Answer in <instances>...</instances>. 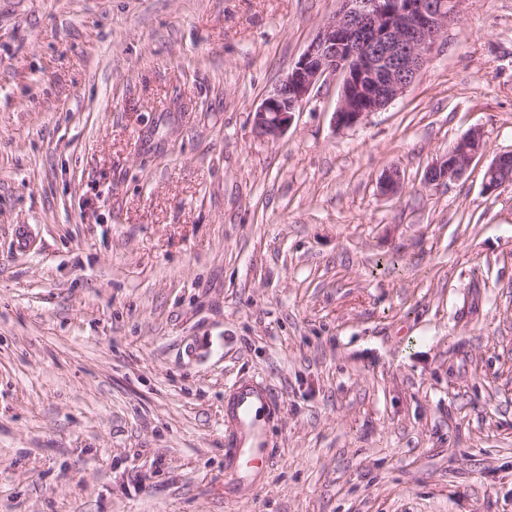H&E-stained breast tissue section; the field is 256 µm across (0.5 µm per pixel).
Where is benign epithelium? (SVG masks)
I'll use <instances>...</instances> for the list:
<instances>
[{"label":"benign epithelium","instance_id":"1","mask_svg":"<svg viewBox=\"0 0 512 512\" xmlns=\"http://www.w3.org/2000/svg\"><path fill=\"white\" fill-rule=\"evenodd\" d=\"M338 2L339 9L252 112L259 136L271 141L284 136L295 112L319 83L331 77L340 83L334 126L341 130L361 124L407 92L448 26L459 19V0ZM485 152L482 134L475 129L425 169L423 183L455 182ZM511 166L512 152L495 156L484 173V192L492 194L511 185L512 177L507 175ZM402 184L401 173L393 169L383 175L379 187L382 194L393 196Z\"/></svg>","mask_w":512,"mask_h":512}]
</instances>
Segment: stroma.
I'll list each match as a JSON object with an SVG mask.
<instances>
[{
    "label": "stroma",
    "instance_id": "obj_1",
    "mask_svg": "<svg viewBox=\"0 0 512 512\" xmlns=\"http://www.w3.org/2000/svg\"><path fill=\"white\" fill-rule=\"evenodd\" d=\"M338 7L0 0V512H512V0H461L362 125L330 81L259 137ZM486 152L480 130H473L460 138L444 155L433 161L423 175V183L429 185H449L458 181L470 169L474 161ZM512 163V152H506L494 157L486 167L483 177V190L487 194H493L506 185H511L512 180L507 175L508 168ZM270 393H261L251 386H240L234 399V415L238 423L248 429L257 430L259 417L272 405ZM226 446L228 447L227 452L232 456L238 455L250 471L263 467L271 457L270 448H265L256 434L253 436L252 447L248 448L247 451H243V448H237L238 444L234 436H229Z\"/></svg>",
    "mask_w": 512,
    "mask_h": 512
}]
</instances>
